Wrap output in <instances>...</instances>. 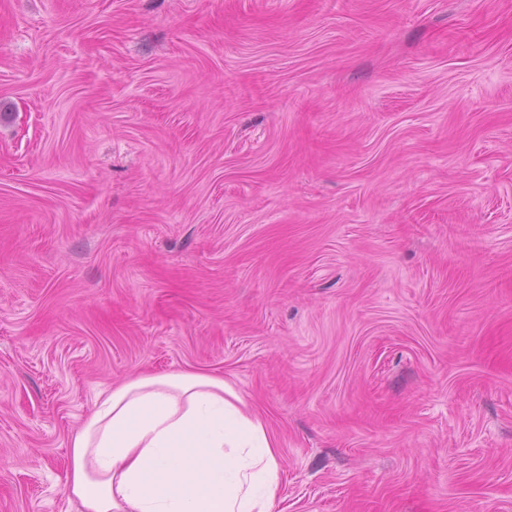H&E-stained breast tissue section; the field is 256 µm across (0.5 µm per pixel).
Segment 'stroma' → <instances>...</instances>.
<instances>
[{
    "label": "stroma",
    "mask_w": 512,
    "mask_h": 512,
    "mask_svg": "<svg viewBox=\"0 0 512 512\" xmlns=\"http://www.w3.org/2000/svg\"><path fill=\"white\" fill-rule=\"evenodd\" d=\"M175 371L276 512H512V0H0V512Z\"/></svg>",
    "instance_id": "obj_1"
}]
</instances>
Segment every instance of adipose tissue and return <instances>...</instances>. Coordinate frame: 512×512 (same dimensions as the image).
<instances>
[{"label":"adipose tissue","instance_id":"adipose-tissue-1","mask_svg":"<svg viewBox=\"0 0 512 512\" xmlns=\"http://www.w3.org/2000/svg\"><path fill=\"white\" fill-rule=\"evenodd\" d=\"M65 492L76 512H274L280 449L224 378L141 375L98 394Z\"/></svg>","mask_w":512,"mask_h":512}]
</instances>
